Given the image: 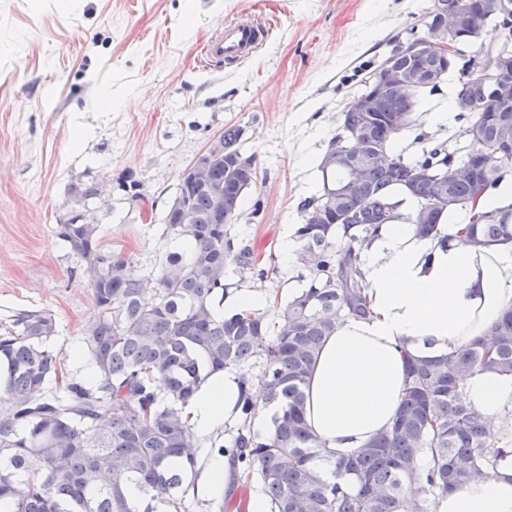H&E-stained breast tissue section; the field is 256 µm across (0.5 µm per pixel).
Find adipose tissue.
<instances>
[{"instance_id":"ef3b65f1","label":"adipose tissue","mask_w":512,"mask_h":512,"mask_svg":"<svg viewBox=\"0 0 512 512\" xmlns=\"http://www.w3.org/2000/svg\"><path fill=\"white\" fill-rule=\"evenodd\" d=\"M396 199L397 219L383 225L362 258L369 314L339 323L305 389L307 423L333 460L353 456L391 426L404 393L406 355L450 353L483 338L512 308V245L472 246L455 222L444 226L448 243L419 236L409 222L413 199L404 193ZM244 396L266 429L275 409L258 387L243 389L232 368L202 371L186 412L206 464L186 484L187 497H223L230 463L211 446L237 420ZM461 399L492 425L490 462L461 488L432 497L430 512H512V447L502 440L512 432V375L473 372L461 383Z\"/></svg>"}]
</instances>
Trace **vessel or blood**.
Here are the masks:
<instances>
[{"mask_svg": "<svg viewBox=\"0 0 512 512\" xmlns=\"http://www.w3.org/2000/svg\"><path fill=\"white\" fill-rule=\"evenodd\" d=\"M269 36L270 27L260 15L242 13L202 44L197 63L208 69L224 62L246 60L265 44Z\"/></svg>", "mask_w": 512, "mask_h": 512, "instance_id": "obj_1", "label": "vessel or blood"}]
</instances>
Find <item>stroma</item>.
<instances>
[{
  "mask_svg": "<svg viewBox=\"0 0 512 512\" xmlns=\"http://www.w3.org/2000/svg\"><path fill=\"white\" fill-rule=\"evenodd\" d=\"M431 0H0V327L42 309L56 320L50 347L66 371L98 319L86 264L56 235L88 209L103 251L155 275L176 249L167 207L186 167L225 125L244 129L257 184L234 226L237 240L270 260L260 277L228 267L237 288L274 295L299 288L283 271L281 243L321 186L318 163L343 111ZM245 11L271 18L252 58L200 69L199 44ZM460 76L419 94L404 157L446 141L467 145L464 121L435 123ZM101 199L75 203L73 185Z\"/></svg>",
  "mask_w": 512,
  "mask_h": 512,
  "instance_id": "obj_1",
  "label": "stroma"
}]
</instances>
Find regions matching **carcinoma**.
<instances>
[{
    "instance_id": "1",
    "label": "carcinoma",
    "mask_w": 512,
    "mask_h": 512,
    "mask_svg": "<svg viewBox=\"0 0 512 512\" xmlns=\"http://www.w3.org/2000/svg\"><path fill=\"white\" fill-rule=\"evenodd\" d=\"M452 3L466 18L463 41H477L490 21L483 0ZM423 39L413 33L396 46L386 58L390 68L448 69L451 57L434 50L408 54ZM382 72L357 95L371 107H346L320 160V193L303 205L296 231L295 263L308 272L307 283L289 301L273 302L271 319L256 311L228 318L215 311L229 287L230 265L265 274L258 253L231 235L243 197L257 184L239 125L224 126L208 147L204 178L180 186V209L167 211L165 223L189 249L171 254L156 276L142 277L128 259L102 251L91 221L74 216L58 225V237L87 264L99 309L86 342L95 378L86 383L65 375L63 359L46 347L56 332L47 310L25 311L0 331V512H158L160 505L186 512L182 486L197 475L198 460L185 406L205 367L239 369L246 385L253 381L249 368L261 366L258 383L276 408L272 429L265 436L251 429L246 399L231 446L219 451L229 456L239 487L261 485L272 512H407L415 485L432 495L450 492L481 472L490 425L459 402V381L475 370L512 373V310L485 338L449 355H406L407 384L391 427L356 456L333 462V482L323 479L321 444L305 421L304 387L323 343L342 318L368 314L356 262L396 218L397 192L416 201L411 221L421 236L439 235L441 217L460 207L470 209L466 242H512V204L476 208L512 174V160L492 150L500 117L512 116V99L490 91L491 59L477 71L463 65L453 97V110L475 131L469 148L461 154L442 142L413 161L393 146L412 126L423 88L379 91ZM462 98L471 111L460 110ZM343 147L374 161L356 177L348 160L328 164V153ZM466 165L469 175L456 174ZM72 193L85 202L101 197L102 188L81 184ZM320 211L339 222L314 223ZM130 481L149 499L128 498Z\"/></svg>"
}]
</instances>
